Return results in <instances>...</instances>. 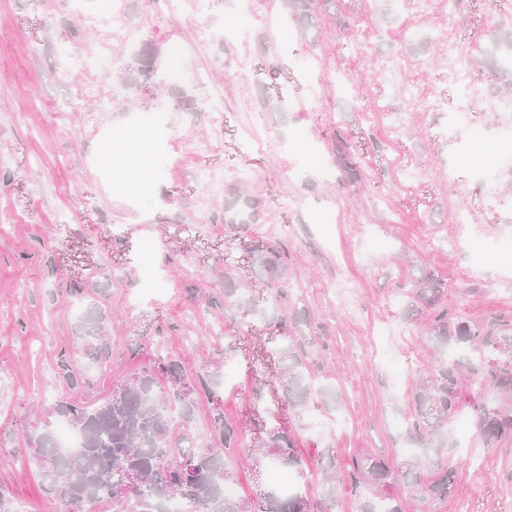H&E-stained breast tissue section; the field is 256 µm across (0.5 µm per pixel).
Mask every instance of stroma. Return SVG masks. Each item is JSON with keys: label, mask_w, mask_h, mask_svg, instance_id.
Here are the masks:
<instances>
[{"label": "stroma", "mask_w": 512, "mask_h": 512, "mask_svg": "<svg viewBox=\"0 0 512 512\" xmlns=\"http://www.w3.org/2000/svg\"><path fill=\"white\" fill-rule=\"evenodd\" d=\"M82 2L76 12L70 0H0V495L19 512H61L27 462L37 435L56 429L57 402L105 399L163 357L194 383L196 446L218 438L214 406L242 428L225 456L241 497L267 492L271 473L253 446L278 423L304 459L291 477L325 512H358L366 498L403 512H512V442L488 444L474 430L449 436L451 495L407 492L402 478L415 463L403 452L415 381L443 360L427 333L432 309L410 298L414 282L441 279L454 317L512 319V256L475 255L512 236V166L496 167L501 144L456 137L447 111L412 105L404 88L452 99L433 58L455 42L483 60L512 30V0H434L425 15L415 0H336L334 17L305 35L282 0H261L255 16L239 0H213L203 15L120 0L118 24L100 18L98 0ZM206 24L247 35L203 42ZM145 42L157 50L155 76L132 97L120 75L136 69ZM77 52L111 64L83 68ZM394 53L409 66L390 77L381 62ZM474 76L496 92L495 66L483 60ZM90 82L106 106L86 99L59 119L54 105ZM176 86L192 104L152 138L148 198L105 184L92 171L95 144L108 132L118 149L152 129ZM95 111L101 120L87 123ZM340 139L356 175L338 160ZM198 144L206 153L190 157ZM244 191L254 216L225 223ZM270 245L286 253L274 273L256 260ZM229 279L247 289L251 311L225 304ZM345 280L346 307L334 291ZM89 305L107 318L111 356L73 386L60 360L80 362L73 346ZM290 336L305 339L312 379L333 391L300 415L277 378ZM390 340L406 371L397 384L378 358ZM355 456L385 459L394 479L352 484Z\"/></svg>", "instance_id": "stroma-1"}]
</instances>
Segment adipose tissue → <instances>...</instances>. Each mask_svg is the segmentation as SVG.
<instances>
[{
    "label": "adipose tissue",
    "instance_id": "ef3b65f1",
    "mask_svg": "<svg viewBox=\"0 0 512 512\" xmlns=\"http://www.w3.org/2000/svg\"><path fill=\"white\" fill-rule=\"evenodd\" d=\"M95 157L98 171L116 173L130 191L138 193L147 186L150 157V135L147 131H140L118 151L108 144L97 146Z\"/></svg>",
    "mask_w": 512,
    "mask_h": 512
}]
</instances>
